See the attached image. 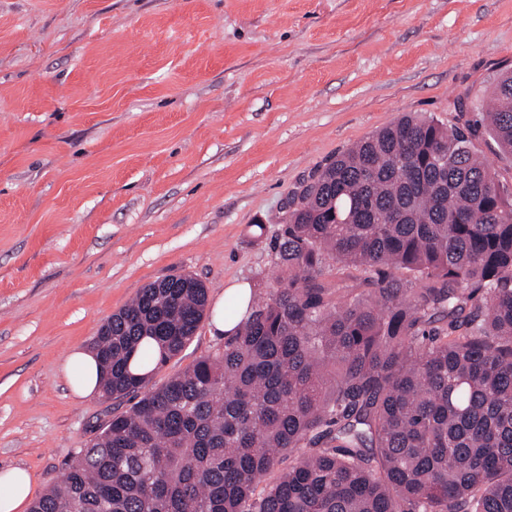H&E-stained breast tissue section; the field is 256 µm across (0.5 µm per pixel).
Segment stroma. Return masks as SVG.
<instances>
[{
  "instance_id": "stroma-1",
  "label": "stroma",
  "mask_w": 512,
  "mask_h": 512,
  "mask_svg": "<svg viewBox=\"0 0 512 512\" xmlns=\"http://www.w3.org/2000/svg\"><path fill=\"white\" fill-rule=\"evenodd\" d=\"M507 67L512 0H0V469L40 497L130 407L65 363L141 288L267 295L303 179ZM222 343L202 320L150 386Z\"/></svg>"
}]
</instances>
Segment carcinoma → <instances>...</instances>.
Returning a JSON list of instances; mask_svg holds the SVG:
<instances>
[{"mask_svg": "<svg viewBox=\"0 0 512 512\" xmlns=\"http://www.w3.org/2000/svg\"><path fill=\"white\" fill-rule=\"evenodd\" d=\"M476 119L406 113L287 199L269 297L147 387L206 314L154 281L92 342L130 397L30 512H512V71ZM335 274L336 281L328 279ZM478 152L492 165L501 176L510 184L512 183V160L510 157L499 155L496 146L489 135L481 129L474 141Z\"/></svg>", "mask_w": 512, "mask_h": 512, "instance_id": "obj_1", "label": "carcinoma"}]
</instances>
